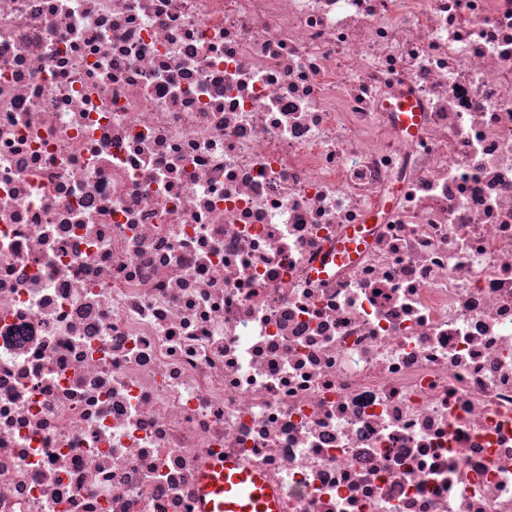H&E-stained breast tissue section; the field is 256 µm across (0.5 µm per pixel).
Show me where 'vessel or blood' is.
<instances>
[{
  "label": "vessel or blood",
  "mask_w": 512,
  "mask_h": 512,
  "mask_svg": "<svg viewBox=\"0 0 512 512\" xmlns=\"http://www.w3.org/2000/svg\"><path fill=\"white\" fill-rule=\"evenodd\" d=\"M196 512H280V493L235 460L207 461Z\"/></svg>",
  "instance_id": "b4317fda"
}]
</instances>
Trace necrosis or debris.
<instances>
[{
    "label": "necrosis or debris",
    "mask_w": 512,
    "mask_h": 512,
    "mask_svg": "<svg viewBox=\"0 0 512 512\" xmlns=\"http://www.w3.org/2000/svg\"><path fill=\"white\" fill-rule=\"evenodd\" d=\"M512 512V0H0V512ZM195 512H279L280 492L235 460H209L200 476Z\"/></svg>",
    "instance_id": "necrosis-or-debris-1"
}]
</instances>
